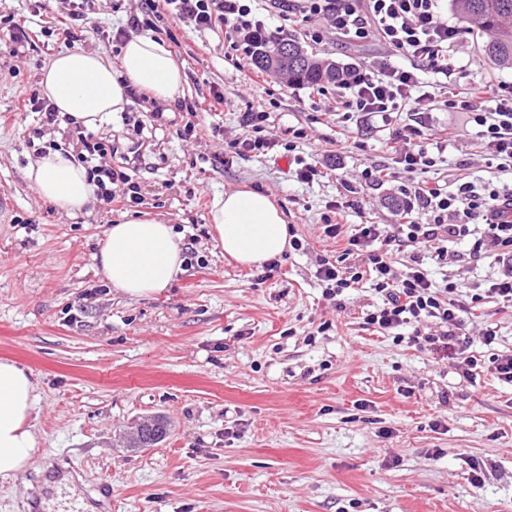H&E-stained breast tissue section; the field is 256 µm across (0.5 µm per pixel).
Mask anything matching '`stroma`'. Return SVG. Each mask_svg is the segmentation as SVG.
I'll list each match as a JSON object with an SVG mask.
<instances>
[{"label":"stroma","mask_w":512,"mask_h":512,"mask_svg":"<svg viewBox=\"0 0 512 512\" xmlns=\"http://www.w3.org/2000/svg\"><path fill=\"white\" fill-rule=\"evenodd\" d=\"M71 7L0 0V16L14 15L29 36L18 49L0 30V358L37 380L31 420L42 437L35 466L0 480V512H33L39 495L25 499L20 489L62 479L69 487L50 512H512V384L486 372L467 379L457 361L411 343L413 327L402 328L397 344L366 325L381 303L369 280L347 290L340 310L316 277L325 258L361 266L364 252L344 253L358 225L396 233L398 187L410 176L394 163L390 137L410 113L373 118L338 146L339 88L291 86L250 58L228 61L223 32L161 12L153 36L184 65L175 102L158 120L157 104L138 98L95 131L129 134L133 121L142 123L155 151L132 174L137 208L163 214L187 250L175 283L131 299L93 261L104 225L127 210L118 200L123 185L112 188L115 202L97 201L91 215L74 217L25 176L37 147L72 145L68 128L24 108L49 60L71 47L63 34ZM83 10L81 48L117 58L113 37L139 15V0H85ZM312 49L353 66L389 52L380 41L354 44L333 33ZM455 51L462 70L454 90L512 83V69L492 65L469 33ZM215 90L227 107L199 113L192 136L181 137V103ZM257 106L269 112L280 144L323 164V178L297 181L284 157L225 153L242 113ZM427 123L458 133L430 182L512 185L457 113L441 106ZM369 165L386 168L388 184L366 186ZM241 187L269 195L303 242L276 270L239 266L214 240V197ZM343 198L352 206L342 234L326 237L323 217ZM473 244L450 243L449 264L427 261L432 282L450 278L472 294L496 278L499 264L489 254L471 259ZM488 327L496 332L490 346L481 336ZM465 332L473 350L512 353V311L497 299L478 304ZM149 416L167 420V437L128 447L131 427ZM104 484L111 494L100 493Z\"/></svg>","instance_id":"35a3bbf8"}]
</instances>
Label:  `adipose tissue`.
I'll return each mask as SVG.
<instances>
[{
    "mask_svg": "<svg viewBox=\"0 0 512 512\" xmlns=\"http://www.w3.org/2000/svg\"><path fill=\"white\" fill-rule=\"evenodd\" d=\"M184 71L172 53L150 36L127 39L117 60L83 48L59 53L42 72L43 94L61 118L98 128L132 105V92L159 104L172 102ZM27 179L57 210L82 214L94 198L85 167L68 150L46 148L29 164ZM208 222L225 255L247 267L280 258L289 247V229L271 197L241 188L215 196ZM94 259L109 285L129 298L168 288L182 271L183 249L163 215L128 213L103 231ZM38 383L16 362L0 360V479L25 471L41 445L31 421Z\"/></svg>",
    "mask_w": 512,
    "mask_h": 512,
    "instance_id": "obj_1",
    "label": "adipose tissue"
}]
</instances>
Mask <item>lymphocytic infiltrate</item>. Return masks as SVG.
Returning a JSON list of instances; mask_svg holds the SVG:
<instances>
[{
	"label": "lymphocytic infiltrate",
	"mask_w": 512,
	"mask_h": 512,
	"mask_svg": "<svg viewBox=\"0 0 512 512\" xmlns=\"http://www.w3.org/2000/svg\"><path fill=\"white\" fill-rule=\"evenodd\" d=\"M166 5L171 16L198 29L227 30L234 35L233 48L250 54L256 38L283 32L285 24L310 23L311 41L324 38L317 28L325 20L329 30L354 42L378 38L391 50V58H382L364 69L355 70L343 87L346 119L364 122L396 112H410L413 123L399 128L393 137L396 162L411 174L403 186L404 220L393 240L398 248L409 249L410 263L404 273H396L392 253L376 248L382 235L377 224L361 225L351 236L346 254L366 250L363 270L345 271L338 261L323 260L316 276L324 284L327 299L334 300L362 279H370L383 298L382 306L368 313L366 324L384 331L435 319L439 333L414 336L413 341L426 350L461 359L469 378L484 371L512 383V354L484 356L470 348L462 330L465 320L482 297L498 299L512 308V190L471 181L457 183L454 190L430 186L426 175L448 147L447 138L427 132L424 115L442 105L464 115L477 127L481 145L496 160L500 171L512 172V85H482L465 95L448 94L444 83L425 88L417 71L425 66L444 78L452 77L456 63L454 49L459 30L442 20L438 0H270L265 15H258L243 0H141V14L130 19V28L150 27L149 17L159 5ZM129 28V29H130ZM268 112L243 113L242 132L229 147L241 157L267 155L277 145L267 131ZM86 162L98 196L112 200L114 184H130L127 167L143 160L140 149L125 151L121 143L88 142ZM119 155L121 167H104L95 159L103 153ZM475 236L474 248L492 253L502 266L483 293L463 298L460 284L446 281L436 287L423 267L421 252L431 249L433 260L448 258V242Z\"/></svg>",
	"instance_id": "1"
}]
</instances>
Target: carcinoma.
I'll list each match as a JSON object with an SVG mask.
<instances>
[{"instance_id": "1", "label": "carcinoma", "mask_w": 512, "mask_h": 512, "mask_svg": "<svg viewBox=\"0 0 512 512\" xmlns=\"http://www.w3.org/2000/svg\"><path fill=\"white\" fill-rule=\"evenodd\" d=\"M454 12L467 30L481 40L487 59L500 68L512 69V0H451ZM252 65L263 72L286 78L290 84L309 87L341 85L351 67L308 50L288 36H268L251 53Z\"/></svg>"}]
</instances>
